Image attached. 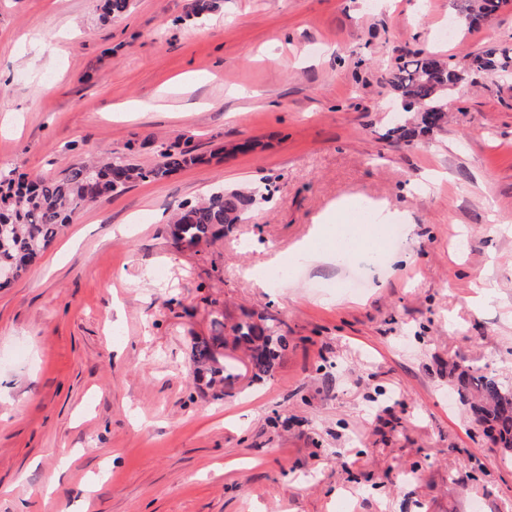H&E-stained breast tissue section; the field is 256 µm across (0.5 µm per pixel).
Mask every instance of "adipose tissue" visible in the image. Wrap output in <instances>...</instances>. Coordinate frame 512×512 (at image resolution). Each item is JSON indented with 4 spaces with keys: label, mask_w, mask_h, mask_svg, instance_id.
I'll return each mask as SVG.
<instances>
[{
    "label": "adipose tissue",
    "mask_w": 512,
    "mask_h": 512,
    "mask_svg": "<svg viewBox=\"0 0 512 512\" xmlns=\"http://www.w3.org/2000/svg\"><path fill=\"white\" fill-rule=\"evenodd\" d=\"M376 220L371 224H360L357 221L336 224H319L314 230L315 237L333 238L339 242L336 258H347L350 254L358 253L369 263L381 261L383 250L378 243L377 234L381 227L399 218L387 205L376 204L374 207Z\"/></svg>",
    "instance_id": "1"
}]
</instances>
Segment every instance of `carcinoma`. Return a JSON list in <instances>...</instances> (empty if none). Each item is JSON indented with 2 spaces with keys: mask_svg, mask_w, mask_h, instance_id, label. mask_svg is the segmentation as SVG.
<instances>
[{
  "mask_svg": "<svg viewBox=\"0 0 512 512\" xmlns=\"http://www.w3.org/2000/svg\"><path fill=\"white\" fill-rule=\"evenodd\" d=\"M506 0H472L469 22L496 13ZM130 8V0H99L100 20L119 19ZM219 8V0H191L186 17H199ZM512 66V50L486 44L468 65L419 51L415 59L394 70L389 85L404 112L415 113L414 127H393L387 136L411 138L416 131L430 132L445 123L448 91L476 72L506 71ZM200 161L189 146L162 143L158 160L150 165L121 158L83 162L67 166L56 175L26 178L13 170L0 169V267L14 269L18 278L72 223L77 209L91 205L132 184L163 180ZM252 196L238 191H219L198 203H185L173 221L172 235L178 244L196 246L224 231V225L245 220ZM238 343L250 351L253 377L270 374L288 350V337L275 336L270 327L253 321L235 326ZM196 374L210 375V384H224L235 375L224 368L213 345L198 342L193 349ZM457 392L470 404L477 422L484 425L494 445L512 449V388L483 375L453 368Z\"/></svg>",
  "mask_w": 512,
  "mask_h": 512,
  "instance_id": "carcinoma-1",
  "label": "carcinoma"
}]
</instances>
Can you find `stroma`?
I'll list each match as a JSON object with an SVG mask.
<instances>
[{
	"mask_svg": "<svg viewBox=\"0 0 512 512\" xmlns=\"http://www.w3.org/2000/svg\"><path fill=\"white\" fill-rule=\"evenodd\" d=\"M187 3L104 25L96 0H0V168L202 157L84 208L0 288V512H512V458L449 375L512 385V72L383 137L399 58L512 46V0L453 37L457 0ZM264 184L246 220L175 244L181 204ZM349 198L402 214L383 262L325 240L299 261ZM245 320L290 339L261 380ZM218 336L222 388L191 357Z\"/></svg>",
	"mask_w": 512,
	"mask_h": 512,
	"instance_id": "obj_1",
	"label": "stroma"
}]
</instances>
